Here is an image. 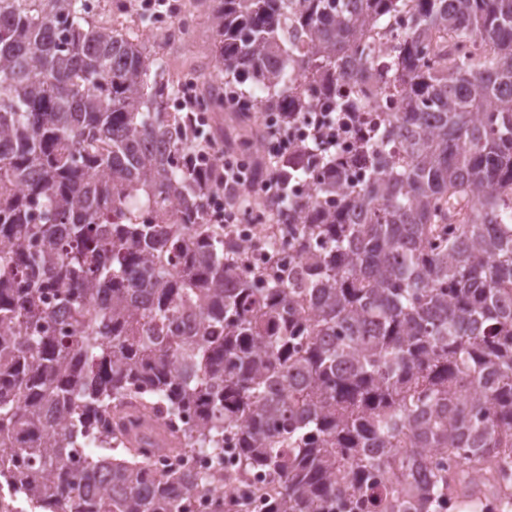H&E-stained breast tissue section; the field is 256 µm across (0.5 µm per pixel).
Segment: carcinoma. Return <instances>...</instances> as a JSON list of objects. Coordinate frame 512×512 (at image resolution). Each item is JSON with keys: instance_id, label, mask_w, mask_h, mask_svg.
<instances>
[{"instance_id": "1", "label": "carcinoma", "mask_w": 512, "mask_h": 512, "mask_svg": "<svg viewBox=\"0 0 512 512\" xmlns=\"http://www.w3.org/2000/svg\"><path fill=\"white\" fill-rule=\"evenodd\" d=\"M219 2L224 86L201 103L228 89L366 130L273 156L260 234L286 263L247 265L208 218L198 113L170 112L142 40L87 0H0V481L30 512H179L202 491L227 512L230 485L149 463L168 411L192 417L177 454L221 465L235 431L234 481L264 472L266 512L512 506V0ZM408 10L381 80L402 110L378 123L351 102L366 40Z\"/></svg>"}]
</instances>
